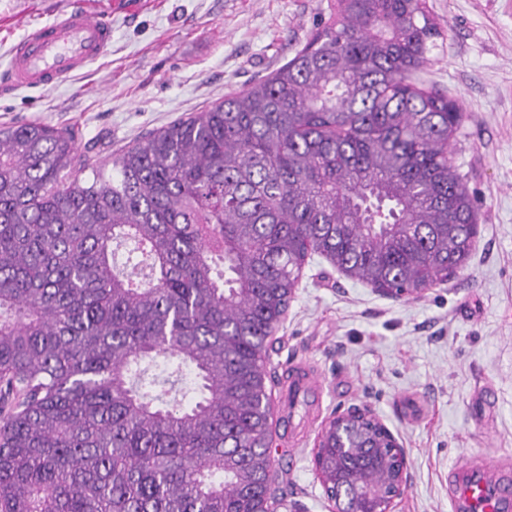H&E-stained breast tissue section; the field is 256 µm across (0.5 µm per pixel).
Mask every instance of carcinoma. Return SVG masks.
Wrapping results in <instances>:
<instances>
[{
    "label": "carcinoma",
    "instance_id": "1",
    "mask_svg": "<svg viewBox=\"0 0 512 512\" xmlns=\"http://www.w3.org/2000/svg\"><path fill=\"white\" fill-rule=\"evenodd\" d=\"M442 38L426 0H338L272 75L90 181L65 178L74 127L0 126V512H262L265 358L308 258L397 290L470 260L462 115L421 81ZM352 434L346 468L387 492V436ZM321 444L334 495L336 422Z\"/></svg>",
    "mask_w": 512,
    "mask_h": 512
}]
</instances>
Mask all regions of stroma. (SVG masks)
<instances>
[{
	"mask_svg": "<svg viewBox=\"0 0 512 512\" xmlns=\"http://www.w3.org/2000/svg\"><path fill=\"white\" fill-rule=\"evenodd\" d=\"M335 0H0V71L32 25L84 4L112 15L105 57L44 90L0 94V125L76 127L93 168L148 133L223 101L291 60ZM444 32L423 77L459 106L450 159L478 218L467 267L395 301L322 256L305 265L266 364L273 396L291 368L317 377L296 433L273 424L280 491L334 512L313 450L336 409L369 402L411 461L394 512H451L448 471L479 455L512 465V0H427Z\"/></svg>",
	"mask_w": 512,
	"mask_h": 512,
	"instance_id": "stroma-1",
	"label": "stroma"
}]
</instances>
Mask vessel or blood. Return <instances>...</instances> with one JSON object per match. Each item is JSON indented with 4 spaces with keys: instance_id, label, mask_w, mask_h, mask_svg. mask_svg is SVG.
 I'll list each match as a JSON object with an SVG mask.
<instances>
[{
    "instance_id": "1",
    "label": "vessel or blood",
    "mask_w": 512,
    "mask_h": 512,
    "mask_svg": "<svg viewBox=\"0 0 512 512\" xmlns=\"http://www.w3.org/2000/svg\"><path fill=\"white\" fill-rule=\"evenodd\" d=\"M111 46V19L73 8L50 23L28 28L12 45L0 77L14 88H48L103 57ZM286 383L280 411L290 419L318 382L292 373ZM448 490L453 512H512V469L491 458L467 460L452 468Z\"/></svg>"
}]
</instances>
